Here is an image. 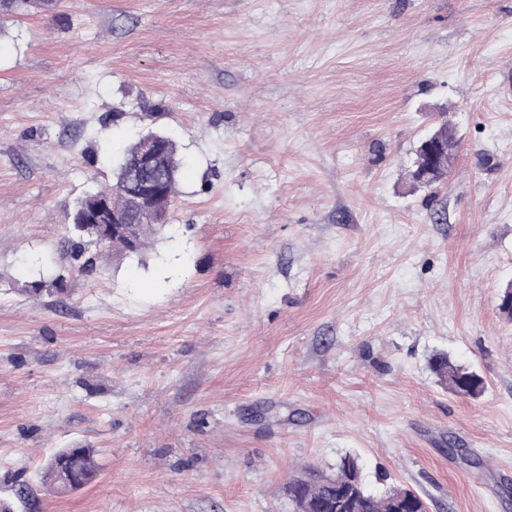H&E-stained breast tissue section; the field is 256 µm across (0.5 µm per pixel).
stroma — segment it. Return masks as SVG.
<instances>
[{"label": "stroma", "mask_w": 512, "mask_h": 512, "mask_svg": "<svg viewBox=\"0 0 512 512\" xmlns=\"http://www.w3.org/2000/svg\"><path fill=\"white\" fill-rule=\"evenodd\" d=\"M508 66L512 0H58L8 21L0 512H288L289 477L347 453L373 493L512 512ZM444 118L454 163L414 188ZM151 130L186 162L165 235L71 268L78 198ZM42 274L58 290L29 297ZM437 353L484 393L441 385ZM60 448L94 449L97 476L50 491Z\"/></svg>", "instance_id": "obj_1"}]
</instances>
